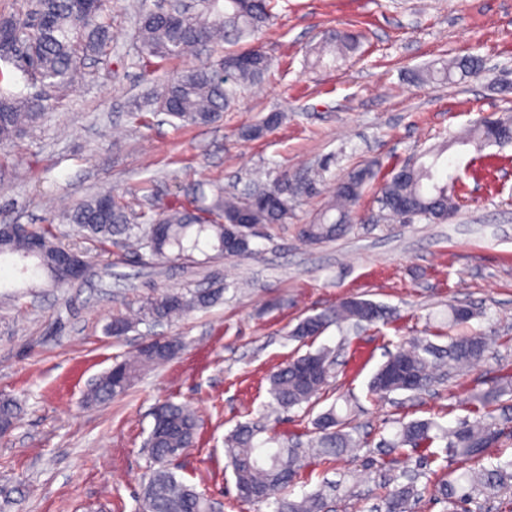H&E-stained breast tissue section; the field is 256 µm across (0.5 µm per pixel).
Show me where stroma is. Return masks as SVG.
Masks as SVG:
<instances>
[{"label":"stroma","instance_id":"stroma-1","mask_svg":"<svg viewBox=\"0 0 512 512\" xmlns=\"http://www.w3.org/2000/svg\"><path fill=\"white\" fill-rule=\"evenodd\" d=\"M154 0H113L105 52L86 60L66 94L52 97L45 119L0 145V223H53L62 245L89 252L87 278L59 289L29 288L12 260L0 261V396L21 416L0 437V512H138L153 465L144 444L163 401L189 405L199 419L193 447L170 470L195 486L217 512H270L241 501L226 466L224 438L241 422L307 440L328 409L346 417L361 443L356 456L312 461L291 497L335 484L333 512H375L383 476L414 468L419 456L392 453L397 421L454 425L467 398L512 378V145L454 144L480 116L512 114V0H276L256 36L271 71L215 124L183 126L163 114L136 116L132 103L176 75V63L143 60L135 19ZM347 32L359 50L320 65L316 50ZM476 55L481 76L424 81L431 62ZM272 112L282 124L258 139L248 126ZM464 199L444 223L383 220L382 179L442 141ZM360 165L371 166L356 205L361 220L336 240L304 246L301 225L323 209L329 189ZM267 184L283 174L320 175L317 194L301 196L284 224L261 226L256 259L157 264L119 246L97 247L62 213L93 195H121L134 212L152 199L188 202L220 184L243 188L254 170ZM220 272L224 297L172 323L137 322L108 335L116 317L138 312L156 292L208 286ZM358 296L383 304L386 321L356 331L331 327L316 339L336 356L329 387L312 406L271 408L269 377L306 348L290 332L298 321ZM471 307V331L490 350L468 371L420 394L372 396L368 383L390 352L413 338L444 345L448 309ZM152 336L182 342L170 361L145 370L128 392L86 401L90 383Z\"/></svg>","mask_w":512,"mask_h":512}]
</instances>
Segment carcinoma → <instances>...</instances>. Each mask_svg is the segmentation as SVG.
Masks as SVG:
<instances>
[{"mask_svg":"<svg viewBox=\"0 0 512 512\" xmlns=\"http://www.w3.org/2000/svg\"><path fill=\"white\" fill-rule=\"evenodd\" d=\"M109 0H27L26 17L0 20V58L7 55L15 42L22 43L34 61L41 83L58 89L67 88L79 73L87 56L100 54L109 40L103 17ZM271 0H195L192 16L170 15L146 10L137 18L138 41L146 58L180 61L186 66L159 90L147 93L133 104L139 112H164L181 125L216 123L237 95V88L262 82L272 66L271 59L259 46L228 51L219 59L201 58V52L221 41L237 44L254 36L270 18ZM356 49L349 34L336 36V42L322 46L318 59L327 53L347 55ZM482 68L477 56H463L442 61L425 73L429 80L453 81L476 75ZM48 110L46 103H33L28 97L0 89V141L8 142L39 124ZM282 121L274 112L249 127L245 135L260 138L272 132ZM465 142L476 150L487 145L505 147L512 143V117L487 115L474 122ZM374 176L369 168L354 170L336 182L332 200L314 224L301 229L304 241L318 245L343 235L355 220L354 206L363 187ZM457 179L441 177L435 164L393 171L380 186L379 202L388 215L401 218L407 214L428 221H445L460 207L456 194ZM297 198L289 179L274 186L239 194L215 190L210 203L194 200L187 205L170 206L160 201L152 204L147 223H135L136 216L119 198L110 193L86 199L65 215L78 226L81 235L101 246L123 240L126 247L149 253L158 263L182 261L194 264L195 253L211 259H248L255 254L251 247V227L282 224ZM213 254H208V251ZM69 253L85 264L90 273L92 262L78 250L56 242L50 225H26L20 234L0 239V257H17L34 262V269L46 277V283L61 288L72 282L57 257ZM223 289H167L151 298L145 314L156 322L170 321L195 309H206L221 298ZM385 307L377 302L350 297L317 314L300 320L290 333L294 339L311 341L330 326L343 328L353 321L368 326L385 319ZM473 311L452 306L448 324L468 323ZM180 344L167 336H153L139 349L115 362L90 385L86 397L90 402H106L123 396L139 374L176 356ZM486 338L476 334L448 337V344L438 346L417 340L407 348L390 354L370 381V391L380 397L395 392L418 395L428 391L442 375L440 366L464 371L479 363L488 352ZM334 369L331 351L323 348L288 360L270 377L269 393L275 408L288 412L311 404L327 386ZM512 394L503 385L477 391L468 397L470 414L445 428L430 420H411L400 424L393 439L382 440L387 448L406 447L419 453V467L412 473L401 472L388 479L392 489L383 499L384 512H410L421 497L417 483L425 477L423 466L435 461L432 446L445 442L448 452L468 463L457 478L442 481L439 495L448 502L449 512H473L471 504L478 496L487 497L512 485V460L503 461L489 453L504 434L509 417L498 412L501 398ZM21 413L18 402L0 397V427L10 428ZM346 419L336 408L314 420L315 437L302 442L276 436L261 437L265 428L253 423H239L225 437L226 467L235 476L237 495L249 502H266L273 512H329L323 490L292 499L285 490L300 476L308 457L331 461L361 446L345 430ZM199 424L195 413L185 404L167 401L153 413V425L146 440L153 470L144 487L140 512H208L203 494L178 479L169 462L191 447Z\"/></svg>","mask_w":512,"mask_h":512,"instance_id":"carcinoma-1","label":"carcinoma"}]
</instances>
